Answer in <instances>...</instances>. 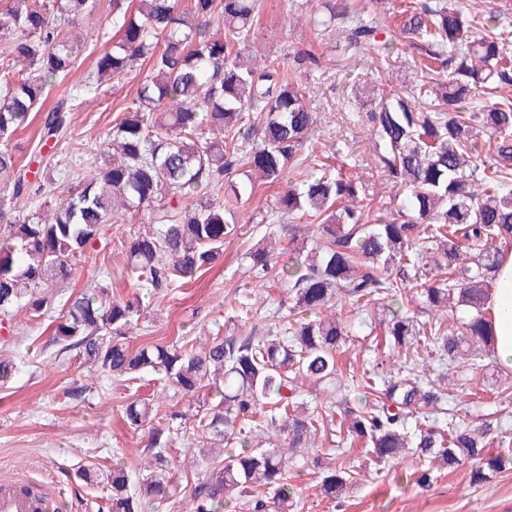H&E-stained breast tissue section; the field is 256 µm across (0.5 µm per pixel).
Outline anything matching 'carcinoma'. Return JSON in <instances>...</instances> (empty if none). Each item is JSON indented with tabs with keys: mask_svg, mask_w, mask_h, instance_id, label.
<instances>
[{
	"mask_svg": "<svg viewBox=\"0 0 512 512\" xmlns=\"http://www.w3.org/2000/svg\"><path fill=\"white\" fill-rule=\"evenodd\" d=\"M101 0H0L11 20L0 51V312L22 308L34 318L49 310V283L71 278L70 259L91 249L103 226L125 214L146 213L148 230L121 241L126 273L166 296L192 280L237 234L236 202L256 191L253 175L267 184L311 163L298 184L286 182L278 213L310 219L321 231L306 247L292 227L289 314L272 312L276 327L262 336H216L197 347L146 342L132 347L129 336L146 305L135 295L116 299L95 284L64 303L51 321L58 353H82L98 369L126 381L147 373L163 375L176 394L205 391L219 400L186 423L182 411L164 413L147 398L123 405L127 423L147 430L146 450L164 465V452L179 431L224 440V459L194 484L189 512H219L233 492L272 493L280 512L295 506L286 482L287 452L309 446L327 418L299 400L300 385L336 378V354L348 338L346 324L324 309L343 294L356 311L375 301L396 302L411 288L434 316L425 321L391 311L385 346L404 356L397 377L374 360L364 369V388L374 396L339 423V436L365 440L371 460L386 464L411 454L423 463L455 470L470 467L473 485L505 465L485 452V432L452 413L427 428L413 416L444 409L445 366L457 372L482 367L488 350L485 291L499 249L512 241V38L495 26L496 16L452 6L446 0H402L397 27L378 12L352 15L347 0H324L313 16L315 29L350 23V44L367 46L382 58L394 41L411 50L415 83L401 93L384 90L367 115L370 143L383 171L405 187L400 208L369 219L363 186L331 168L309 149L317 116L291 73L254 66L250 34L261 0H108L117 41L95 62L96 79H118L139 60L153 78L122 116L113 120L107 159L73 187L54 193L55 205L38 201L46 183L39 174L58 166L79 167L90 148L60 163L42 152L67 133L70 114L87 99L59 97L43 112L44 95L64 82L86 49L76 29L96 23ZM224 26L217 38L212 29ZM42 112L40 150L34 178L19 169L9 140ZM494 140L491 163L481 160L480 136ZM247 168V181L229 185L224 176ZM34 206L31 217H13L17 203ZM274 247L248 251L249 271L261 276ZM276 423L283 439L270 448L252 445V435ZM321 491L338 498L357 483L359 472L336 451L335 463L312 460ZM112 489L108 512H144L162 504L174 488L158 474L130 492L129 473L115 466L106 475Z\"/></svg>",
	"mask_w": 512,
	"mask_h": 512,
	"instance_id": "cac0c4a2",
	"label": "carcinoma"
}]
</instances>
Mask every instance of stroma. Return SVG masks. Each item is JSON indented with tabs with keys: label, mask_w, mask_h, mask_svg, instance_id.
Segmentation results:
<instances>
[{
	"label": "stroma",
	"mask_w": 512,
	"mask_h": 512,
	"mask_svg": "<svg viewBox=\"0 0 512 512\" xmlns=\"http://www.w3.org/2000/svg\"><path fill=\"white\" fill-rule=\"evenodd\" d=\"M320 8V0H302L300 8H289L287 0H261V13L255 28L251 50L260 60L279 63L293 69L301 83L306 103L317 116L321 138L317 151L329 164H346L361 181L374 211L386 214L403 201L399 184L385 176L367 145L366 114L377 106L369 91L379 83L380 73H389L398 90L410 87L415 70L405 45H395L383 71H376L364 52L347 48V29L338 24L329 28H310L305 19ZM114 31L108 18H101L96 29L85 32L88 52L69 78L56 85L43 103L51 108L59 95L85 92L97 55L112 46ZM313 52L316 64L296 68L294 58ZM149 67L137 62L122 78L104 83L98 105L82 108L71 116L68 138L58 147L60 156L73 153L75 147L99 145L114 118L135 98L141 83L148 78ZM277 190L259 188L245 201V213L254 215L253 223L242 225L237 236L225 241L224 250L209 269L196 280L172 291L162 302L151 303L145 319L132 335L134 344L146 341L172 343L191 339L208 343L215 335L263 332L266 317L277 306L291 307L287 285L281 270L289 257H274L265 278L256 279L248 271L244 254L261 238L266 229L288 239L293 225L282 219L272 227L261 220L275 210ZM137 216H124L106 225L102 240L93 251L73 261L77 278L66 284H49L45 293L52 302L47 317L34 319L24 311L0 316V355L21 365L20 373L0 387V473L26 471L52 478L64 494L63 512H106L105 486L86 484L79 470L127 469L131 488H138L144 474L142 463L147 436L131 428L122 417V406L131 398L152 397L164 380L148 374L127 382L99 374L78 351L57 355L49 321L63 312L67 297L80 293L90 284L108 282L113 296L139 292V285L123 272L124 260L115 250L119 240L138 231ZM251 293L257 312L249 321L233 320L231 291ZM385 313L374 304L349 313V340L339 357L341 385H320L306 394L308 404L317 405L334 421H342L345 410L360 406L362 389L355 384L363 364L372 359L378 336L384 330ZM482 371L470 374L469 382L458 391V414L467 422H487V442L496 444L512 438V402H499L496 393L512 385V371L500 368L491 357H484ZM88 386L89 395L72 399L69 388ZM341 447L345 458L360 466L357 486L339 499L323 495L318 475L307 467L309 452L321 453ZM166 475L175 495L158 512H184L187 487L208 475L210 466L201 456L186 459L182 445L169 448ZM418 465L407 458L386 465H375L365 458L359 441L337 443L335 439L316 437L310 451H299L288 462L287 477L298 501L294 512H512V469L494 474L489 482L470 485L467 468L455 472L437 470L430 484L416 482Z\"/></svg>",
	"instance_id": "stroma-1"
}]
</instances>
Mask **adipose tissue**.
<instances>
[{"instance_id": "adipose-tissue-1", "label": "adipose tissue", "mask_w": 512, "mask_h": 512, "mask_svg": "<svg viewBox=\"0 0 512 512\" xmlns=\"http://www.w3.org/2000/svg\"><path fill=\"white\" fill-rule=\"evenodd\" d=\"M484 310L490 316L489 354L506 370L512 371V250L501 251L490 279Z\"/></svg>"}]
</instances>
